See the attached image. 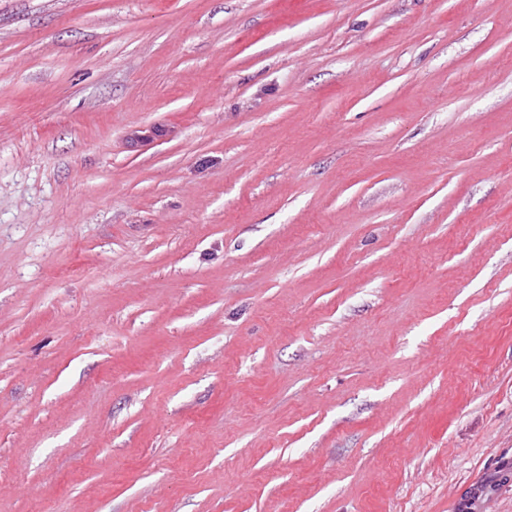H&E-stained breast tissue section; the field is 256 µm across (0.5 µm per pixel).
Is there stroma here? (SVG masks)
Listing matches in <instances>:
<instances>
[{
  "instance_id": "obj_1",
  "label": "stroma",
  "mask_w": 512,
  "mask_h": 512,
  "mask_svg": "<svg viewBox=\"0 0 512 512\" xmlns=\"http://www.w3.org/2000/svg\"><path fill=\"white\" fill-rule=\"evenodd\" d=\"M0 512H512V0H0Z\"/></svg>"
}]
</instances>
